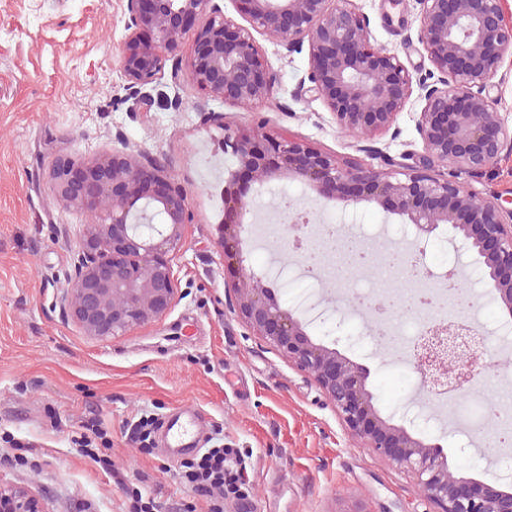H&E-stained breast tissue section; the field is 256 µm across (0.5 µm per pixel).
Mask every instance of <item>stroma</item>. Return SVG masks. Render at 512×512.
<instances>
[{
  "label": "stroma",
  "instance_id": "35a3bbf8",
  "mask_svg": "<svg viewBox=\"0 0 512 512\" xmlns=\"http://www.w3.org/2000/svg\"><path fill=\"white\" fill-rule=\"evenodd\" d=\"M371 42L398 56L413 78L433 66L418 40L416 0H355ZM125 0H0V484L21 486L45 512H131L133 491L153 500L154 512H209V497L179 478L181 455L158 436L142 452L128 421L147 413L201 414L200 445L234 449L245 467L241 496L226 495L224 512H425L410 474L378 458L349 436L313 378L252 336L225 306L238 274L224 264L217 226L224 217V178L201 174L199 156L224 155L225 126L263 123L338 157L383 167L386 159L421 154L416 119L425 102L412 92L398 116V135L342 131L325 103L300 83L308 50L289 53L257 33L273 76L272 102L252 108L221 104L190 83L162 75L142 104L124 90L118 44ZM163 153L188 193L193 222L176 257L178 294L158 323L115 339L85 336L63 314L60 296L73 271L74 251L89 215L65 209L50 187V165L60 155L89 158L117 137ZM382 157L372 156V149ZM470 192L512 208V152L480 179L464 178ZM293 199L315 224L367 225V264L391 300L390 317L347 322L344 340L311 326L316 341L336 346L367 366L382 416L405 400L439 411L447 435L448 465L482 480L502 451L490 407L512 401V351L498 326L504 314L478 281L476 253L457 258L458 288L445 303L448 316L466 319L486 338L483 365L458 403L438 409L418 374L385 346H351L350 337L401 320L412 301L404 282L383 266L392 250H407L398 216L377 209L340 216L321 209L300 185L287 184L251 204L257 223L245 235L254 268H289L282 296L297 301L312 291L326 307H358L335 280L306 271L287 232L261 233L276 224V199ZM97 421L110 448L102 465L77 441ZM483 429L468 431L469 421Z\"/></svg>",
  "mask_w": 512,
  "mask_h": 512
}]
</instances>
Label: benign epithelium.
<instances>
[{
  "mask_svg": "<svg viewBox=\"0 0 512 512\" xmlns=\"http://www.w3.org/2000/svg\"><path fill=\"white\" fill-rule=\"evenodd\" d=\"M250 27L224 13L217 0H126L128 21L120 68L130 95L171 65L175 85L185 79L213 101L252 106L275 99L274 85L252 31L273 35L288 52L308 43L309 90L321 98L340 129L387 133L412 94V76L399 58L370 43L367 22L352 0H233ZM422 43L439 73L419 84L425 105L416 120L420 165L388 160V167L339 158L289 136L224 127V262L240 277L225 304L250 333L261 337L300 371L311 375L349 434L417 481L431 512H512V474L486 481L459 476L440 445L415 434L416 424H394L375 406L368 367L313 340L306 311L281 301L269 273L245 265L242 233L253 200L277 183H298L324 206L379 207L402 218L416 263L442 224L460 256H479L494 301L512 315V209L479 198L460 182L493 168L512 149L486 82L512 55L508 0H416ZM190 51L171 57L187 36ZM87 159L57 157L51 189L63 206L88 213L60 302L90 337L124 336L164 317L178 294L173 259L193 216L186 190L167 161L142 146ZM448 172L438 171V167ZM432 333L416 369L431 393L471 379L480 363L476 330L465 324ZM0 512H43L39 499L0 486Z\"/></svg>",
  "mask_w": 512,
  "mask_h": 512,
  "instance_id": "1",
  "label": "benign epithelium"
}]
</instances>
